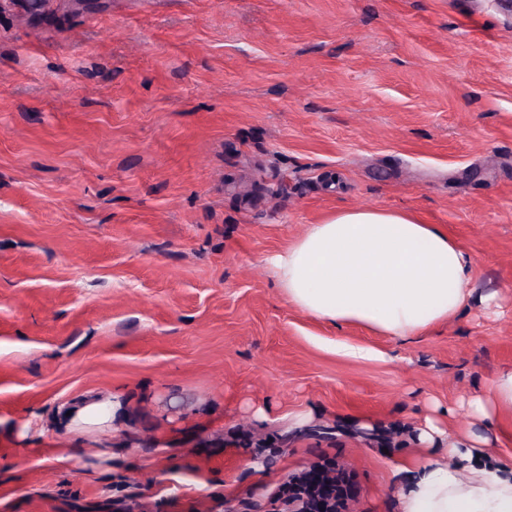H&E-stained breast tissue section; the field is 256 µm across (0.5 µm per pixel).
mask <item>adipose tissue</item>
I'll use <instances>...</instances> for the list:
<instances>
[{"label": "adipose tissue", "mask_w": 512, "mask_h": 512, "mask_svg": "<svg viewBox=\"0 0 512 512\" xmlns=\"http://www.w3.org/2000/svg\"><path fill=\"white\" fill-rule=\"evenodd\" d=\"M270 264L279 288L299 311L329 322H353L408 340L453 316L470 298L474 258L448 231L377 206L345 209L306 232ZM473 418L512 417V368L497 372L483 395L468 402ZM126 404L83 398L57 422L71 431L109 427L127 418ZM450 440V454L479 464L464 480L431 446ZM492 437L426 419L425 451L410 461L401 512H512V464L488 461Z\"/></svg>", "instance_id": "adipose-tissue-1"}]
</instances>
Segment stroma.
<instances>
[{
	"instance_id": "35a3bbf8",
	"label": "stroma",
	"mask_w": 512,
	"mask_h": 512,
	"mask_svg": "<svg viewBox=\"0 0 512 512\" xmlns=\"http://www.w3.org/2000/svg\"><path fill=\"white\" fill-rule=\"evenodd\" d=\"M366 206L476 300L406 342L293 307L270 258ZM508 366L512 0H0V512H271L326 458L400 512L425 417L483 432ZM88 396L133 415L52 424ZM473 418L491 426L501 416L512 417V368L497 372L488 382L483 395L468 401Z\"/></svg>"
}]
</instances>
